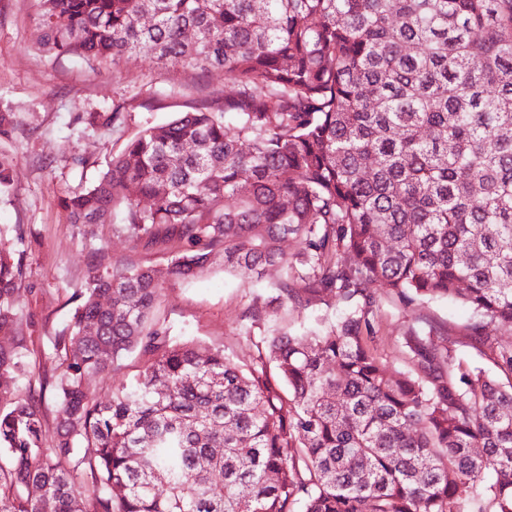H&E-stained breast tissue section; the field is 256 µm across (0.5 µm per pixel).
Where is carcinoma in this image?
<instances>
[{
    "label": "carcinoma",
    "instance_id": "carcinoma-1",
    "mask_svg": "<svg viewBox=\"0 0 512 512\" xmlns=\"http://www.w3.org/2000/svg\"><path fill=\"white\" fill-rule=\"evenodd\" d=\"M36 2L50 56L147 54L236 89H196L64 199L73 224L185 249L165 270L88 266L57 342L56 445L40 401L0 409V512H41L32 486L53 512H512V344L489 334L512 329V0ZM218 255L281 269L265 308L346 314L308 342L261 337L246 369L172 340L152 318L163 285ZM19 273L0 254L5 334ZM375 284L405 307L469 305L463 343L494 372L428 321L400 339L407 369L382 361ZM25 350L0 347V395L31 374ZM136 350V381L97 400L89 380Z\"/></svg>",
    "mask_w": 512,
    "mask_h": 512
}]
</instances>
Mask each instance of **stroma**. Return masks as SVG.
Wrapping results in <instances>:
<instances>
[{
  "instance_id": "stroma-1",
  "label": "stroma",
  "mask_w": 512,
  "mask_h": 512,
  "mask_svg": "<svg viewBox=\"0 0 512 512\" xmlns=\"http://www.w3.org/2000/svg\"><path fill=\"white\" fill-rule=\"evenodd\" d=\"M33 16L34 0H0V112L16 119L11 136L0 138V157L13 164L11 186L0 194V252L21 267L16 333L0 334V343L25 337L34 373L20 379L13 394L0 397V408L40 399L44 443L50 448L57 441L53 385L62 371L55 342L69 330L88 265L108 270L128 260L164 267L181 249L173 239L153 245L135 241L122 224L71 223L62 198L91 184L139 131L186 111L196 87L227 94L234 85L220 70L197 77L142 55L97 70L72 57L47 56L34 44ZM116 104L124 107L120 120L104 122ZM280 275L279 268H269L257 284L248 272H225L219 257L209 272L169 282L154 317L173 340L196 339L248 366L258 355L259 337L308 333L306 311L288 307L257 318L249 312L253 298ZM471 316L459 302L433 300L406 308L382 292L373 346L384 362L402 369L399 338L410 325L427 320L460 333Z\"/></svg>"
}]
</instances>
